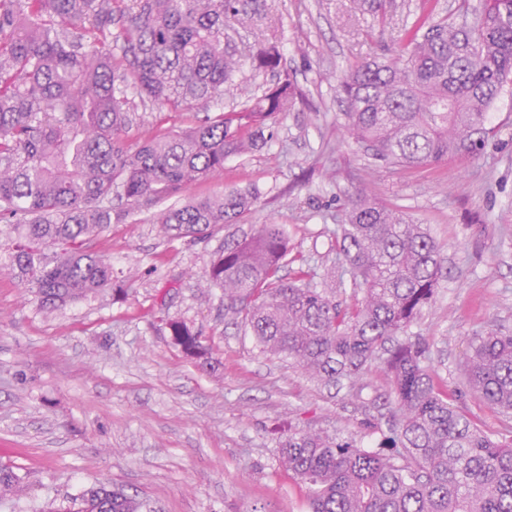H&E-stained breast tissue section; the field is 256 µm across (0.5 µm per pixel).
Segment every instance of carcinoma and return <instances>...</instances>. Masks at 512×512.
Segmentation results:
<instances>
[{
  "label": "carcinoma",
  "mask_w": 512,
  "mask_h": 512,
  "mask_svg": "<svg viewBox=\"0 0 512 512\" xmlns=\"http://www.w3.org/2000/svg\"><path fill=\"white\" fill-rule=\"evenodd\" d=\"M277 0H0V223L13 235L9 274L57 309L112 289V262L86 240L155 200L180 197L256 146V135L303 91L282 73L256 96L236 82V37H256L259 71L281 66ZM118 32H112V27ZM120 53L112 52V42ZM512 75V0H487L470 21L405 29L390 56L341 82L347 128L375 159L414 167L478 155L496 134L489 110ZM238 109L219 107L225 93ZM204 117L127 143L134 99ZM257 197L226 189L189 197L161 214L171 239H197L247 221ZM341 289L315 282L289 257L281 224L224 239L207 285L264 353L284 355L330 385L381 361L394 424L381 449L299 431L281 461L307 485L310 512H512V439H495L448 403L429 346L411 327L431 301L442 246L402 210L367 197L347 201L331 230ZM298 263L293 277L282 268ZM186 357L211 348L185 322H167ZM469 387L512 417V335L475 336ZM21 476L0 465V496ZM104 484L43 512H143Z\"/></svg>",
  "instance_id": "cac0c4a2"
}]
</instances>
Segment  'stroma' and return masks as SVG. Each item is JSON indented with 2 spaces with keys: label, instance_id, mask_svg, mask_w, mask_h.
<instances>
[{
  "label": "stroma",
  "instance_id": "35a3bbf8",
  "mask_svg": "<svg viewBox=\"0 0 512 512\" xmlns=\"http://www.w3.org/2000/svg\"><path fill=\"white\" fill-rule=\"evenodd\" d=\"M421 6L394 0L382 20L353 0H280L282 64L306 99L191 193L257 191L240 233L284 225L292 254L320 279L337 267L327 231L348 197L392 204L426 225L443 270L412 330L429 343L449 401L497 435L504 418L469 388L465 362L472 336L512 333V88L489 114L496 139L465 161L390 168L344 126L341 77L398 42ZM192 119L150 102L129 139ZM170 205L158 201L91 240L90 250L112 259L111 292L51 312L9 275L0 234V464L23 478L0 512H37L98 482L152 512H308V490L283 466L280 441L316 430L373 448L387 430L382 364L325 385L260 353L225 313L222 290L206 283L223 233L166 238L156 216ZM171 319L201 332L211 364L191 363L171 344Z\"/></svg>",
  "mask_w": 512,
  "mask_h": 512
}]
</instances>
